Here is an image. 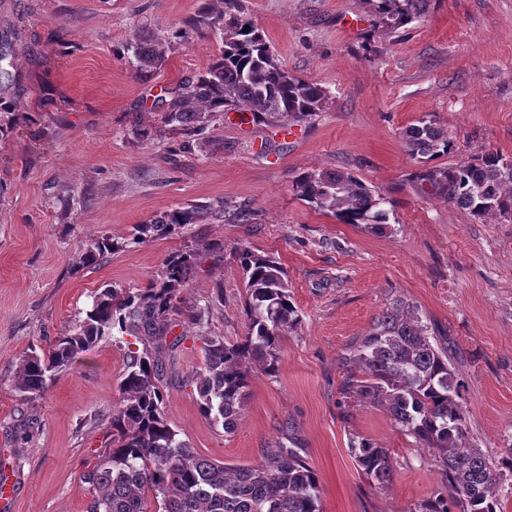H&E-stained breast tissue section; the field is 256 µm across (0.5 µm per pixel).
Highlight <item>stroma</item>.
<instances>
[{"instance_id":"35a3bbf8","label":"stroma","mask_w":512,"mask_h":512,"mask_svg":"<svg viewBox=\"0 0 512 512\" xmlns=\"http://www.w3.org/2000/svg\"><path fill=\"white\" fill-rule=\"evenodd\" d=\"M241 2L288 70L326 91L317 116L281 127L231 112L195 137L162 123L158 97L220 53V31L197 20L216 0H0V476L15 487L6 512H88L83 473L111 445L126 355L100 342L31 399L16 389L20 360L73 331L96 290L145 287L168 255L188 250L198 269L183 297L210 305L212 335L246 334L239 245L277 259L302 319L278 373L253 377L231 434L198 412L200 341L173 349L166 418L200 455L255 465L294 438L323 512H416L445 492L431 451L384 409L341 394L340 355L402 297L447 335L470 444L512 456V221H480L400 186L412 168L400 134L420 119L456 145L441 164L481 152L512 160V0H435L394 30L364 0ZM137 29L168 46L147 78L126 47ZM137 125L149 139L133 136ZM314 167L393 198L390 231L367 233L296 199L294 177ZM227 203L248 208L250 222L225 218ZM190 205L210 206V220L131 243L134 225ZM93 235L122 247L80 264ZM364 438L390 451L388 487L372 486L356 461L351 444Z\"/></svg>"}]
</instances>
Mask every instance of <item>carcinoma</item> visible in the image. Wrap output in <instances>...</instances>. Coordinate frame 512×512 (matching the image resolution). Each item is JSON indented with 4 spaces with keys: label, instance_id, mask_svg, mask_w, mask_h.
<instances>
[{
    "label": "carcinoma",
    "instance_id": "carcinoma-1",
    "mask_svg": "<svg viewBox=\"0 0 512 512\" xmlns=\"http://www.w3.org/2000/svg\"><path fill=\"white\" fill-rule=\"evenodd\" d=\"M389 29L422 18L432 0H364ZM209 10L222 33L223 49L181 91L160 97L163 122L189 136L202 133L218 114L249 112L270 123L301 122L317 115L327 94L318 84L291 74L269 41L244 16L238 0H222ZM127 45L137 73L149 77L162 63L166 45L134 33ZM415 168L406 185L452 204L478 220L512 219V161L487 152L461 163L431 161L454 151L448 132L430 119L401 135ZM295 197L341 224L379 235L389 228L394 200L355 175L315 168L294 177ZM203 205L177 207L148 224H138L129 244L177 235L206 221ZM122 248L115 239L89 240L80 264H92ZM236 258L245 280L246 329L242 340L227 344L208 334L210 305L191 307L189 323L203 341L204 369L196 377L199 414L231 434L237 428L251 377L279 371L282 341L301 317L288 292V275L269 254L243 245ZM196 253L170 255L156 277L135 291L103 288L74 331L47 349L25 356L17 371V390L43 394L76 357L102 340L127 347L121 397L112 409V447L104 449L83 474L92 493L88 512H322L318 478L299 453L282 444L269 448L257 465L227 466L198 454L179 438L164 412L166 353L183 340L168 341L173 317L182 313L181 294L195 274ZM433 328L416 306L396 298L374 321L369 333L340 358L342 394L382 406L400 430L429 448L442 471L448 496L425 501L416 512H497L498 486L512 474V457L502 463L468 444L464 384L448 344L431 341ZM366 477L380 486L394 476L386 448L368 439L352 447Z\"/></svg>",
    "mask_w": 512,
    "mask_h": 512
}]
</instances>
